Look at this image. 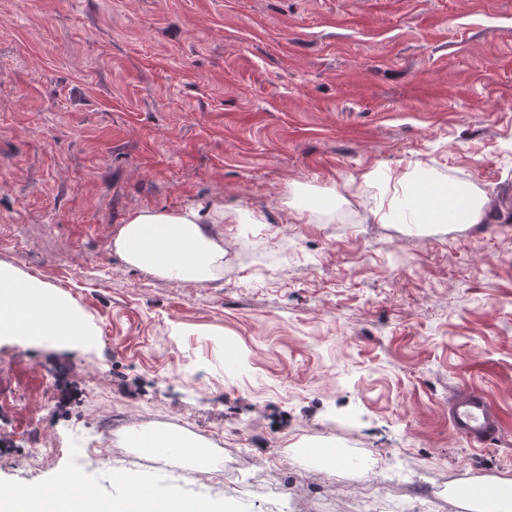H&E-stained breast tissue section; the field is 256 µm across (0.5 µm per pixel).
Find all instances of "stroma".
Returning <instances> with one entry per match:
<instances>
[{"instance_id":"obj_1","label":"stroma","mask_w":512,"mask_h":512,"mask_svg":"<svg viewBox=\"0 0 512 512\" xmlns=\"http://www.w3.org/2000/svg\"><path fill=\"white\" fill-rule=\"evenodd\" d=\"M387 169L458 184L496 224L375 217ZM333 197L297 214L300 191ZM223 205L206 286L128 267L113 241L144 210ZM0 263L107 332L64 352L0 337L57 375V440L183 420L296 512H467L468 482L512 480V0H0ZM106 378L112 410L79 421ZM474 386L502 434L473 447L448 394ZM254 429L240 441L245 424ZM339 448L362 471L295 462ZM190 497L225 502L202 462ZM110 477L73 448L38 473Z\"/></svg>"}]
</instances>
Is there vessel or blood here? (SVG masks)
<instances>
[{"mask_svg": "<svg viewBox=\"0 0 512 512\" xmlns=\"http://www.w3.org/2000/svg\"><path fill=\"white\" fill-rule=\"evenodd\" d=\"M448 423L457 435L482 447L491 444L502 431L497 411L485 394L472 386L449 394Z\"/></svg>", "mask_w": 512, "mask_h": 512, "instance_id": "obj_1", "label": "vessel or blood"}]
</instances>
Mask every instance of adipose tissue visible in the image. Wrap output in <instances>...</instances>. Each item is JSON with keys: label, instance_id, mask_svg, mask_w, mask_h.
Here are the masks:
<instances>
[{"label": "adipose tissue", "instance_id": "1", "mask_svg": "<svg viewBox=\"0 0 512 512\" xmlns=\"http://www.w3.org/2000/svg\"><path fill=\"white\" fill-rule=\"evenodd\" d=\"M417 215L447 214L449 222L490 221L484 197L458 192L454 200L437 196L435 186L412 195ZM224 221L220 206H191L180 211L145 210L128 219L113 245L131 268L153 276L191 282H211L224 267V249L208 225ZM0 335L15 336L34 345L80 349L95 343L97 333L73 303L17 269L0 264Z\"/></svg>", "mask_w": 512, "mask_h": 512}]
</instances>
